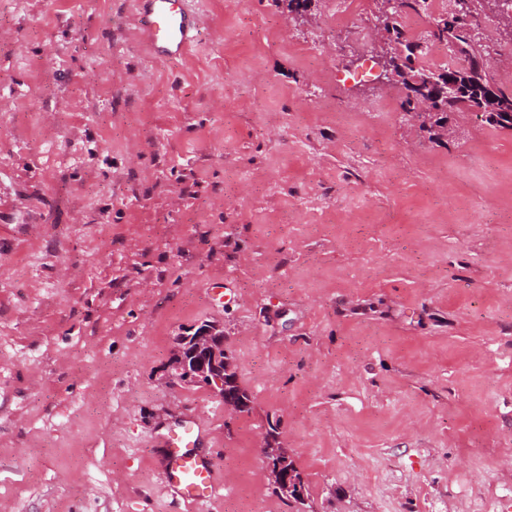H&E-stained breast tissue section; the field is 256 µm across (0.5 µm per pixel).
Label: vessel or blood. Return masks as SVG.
I'll return each mask as SVG.
<instances>
[{"label": "vessel or blood", "instance_id": "obj_1", "mask_svg": "<svg viewBox=\"0 0 512 512\" xmlns=\"http://www.w3.org/2000/svg\"><path fill=\"white\" fill-rule=\"evenodd\" d=\"M140 4L138 23L151 53L167 60L183 58L197 41L195 11L182 0H140ZM202 430V422L189 416L165 436L168 457L160 468V480L189 505L213 500L224 490L213 464L196 452Z\"/></svg>", "mask_w": 512, "mask_h": 512}]
</instances>
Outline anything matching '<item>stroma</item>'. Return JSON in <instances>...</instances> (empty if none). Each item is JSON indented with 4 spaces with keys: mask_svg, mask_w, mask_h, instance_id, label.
I'll return each instance as SVG.
<instances>
[{
    "mask_svg": "<svg viewBox=\"0 0 512 512\" xmlns=\"http://www.w3.org/2000/svg\"><path fill=\"white\" fill-rule=\"evenodd\" d=\"M153 58L136 0H0V512H490L512 500V133H410L319 0H187ZM222 329L249 412L174 378ZM224 478L176 507L185 413ZM138 24L157 58H183L197 42L196 12L181 0H141ZM281 449L278 448V446L274 443H272L271 447H269L266 443L261 446L260 453L265 463V469L268 476V479L271 481V483L277 487V489L284 493L285 495H288L293 489V484L296 483L295 479L292 478V473L288 472L286 473L283 471L284 464H282L279 461V457L281 454ZM288 468H291V470L294 472V476L299 482L302 495H296L294 492L290 493L288 497H284L281 495L275 488L274 492L280 496L283 499H287L289 504H293L294 508H296V512H301L302 510L300 508H297L298 506H305V495H307V490L305 486V482L303 480V477L301 473L298 471V469L295 467L293 460L290 456H288V462H287Z\"/></svg>",
    "mask_w": 512,
    "mask_h": 512,
    "instance_id": "obj_1",
    "label": "stroma"
}]
</instances>
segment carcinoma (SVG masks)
Masks as SVG:
<instances>
[{
	"instance_id": "1",
	"label": "carcinoma",
	"mask_w": 512,
	"mask_h": 512,
	"mask_svg": "<svg viewBox=\"0 0 512 512\" xmlns=\"http://www.w3.org/2000/svg\"><path fill=\"white\" fill-rule=\"evenodd\" d=\"M458 16L454 18L456 28L448 30V14L434 18V27L426 34L412 40L398 24L396 17L401 15H426L431 8L429 0H398V8L385 9V0H374L373 19L382 21L385 37L392 38L393 56L401 64L400 77L405 89L422 93V98L431 100L430 111L419 116L416 132L430 143L441 144L444 141L443 131L456 126L455 114L464 110H473L482 122L501 130H511L512 123L504 122L502 111L512 110V90L495 82L485 61L484 46L473 40L471 30L475 26L480 12L475 6L468 5L469 0H453ZM434 45H444L454 54L460 55L468 62L460 72L461 93L448 99L435 95L434 88L429 86L433 78L442 79L448 74V67H426L419 64ZM214 373L232 384L231 392L237 399L238 412L251 410L252 396L242 387L237 378V366L234 358L224 353L216 361ZM287 466L294 472L299 482L301 494L290 493L288 503L296 506L301 512L305 506V482L295 467L293 460Z\"/></svg>"
}]
</instances>
